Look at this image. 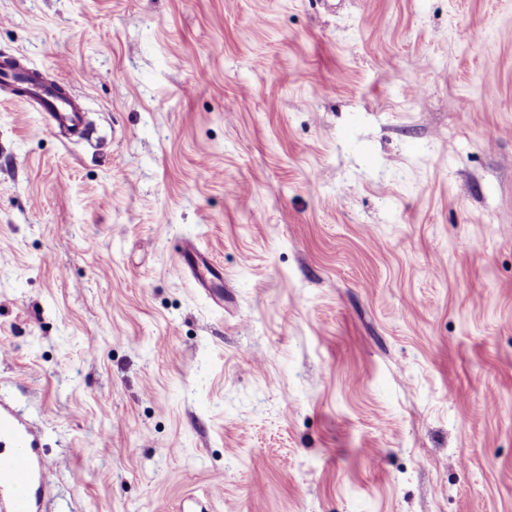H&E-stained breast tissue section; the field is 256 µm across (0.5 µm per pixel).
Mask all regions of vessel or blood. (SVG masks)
Masks as SVG:
<instances>
[{
  "mask_svg": "<svg viewBox=\"0 0 512 512\" xmlns=\"http://www.w3.org/2000/svg\"><path fill=\"white\" fill-rule=\"evenodd\" d=\"M0 90L37 104L50 126L78 135L83 131V105L59 86L46 83L29 68L0 64ZM0 512H41L44 490L51 483L31 430L0 405Z\"/></svg>",
  "mask_w": 512,
  "mask_h": 512,
  "instance_id": "1",
  "label": "vessel or blood"
}]
</instances>
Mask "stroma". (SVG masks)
<instances>
[{"label":"stroma","mask_w":512,"mask_h":512,"mask_svg":"<svg viewBox=\"0 0 512 512\" xmlns=\"http://www.w3.org/2000/svg\"><path fill=\"white\" fill-rule=\"evenodd\" d=\"M0 400L44 512H512V0H0ZM0 90L37 104L48 118V125L81 135L84 110L80 99L46 83L37 71L0 64Z\"/></svg>","instance_id":"stroma-1"}]
</instances>
